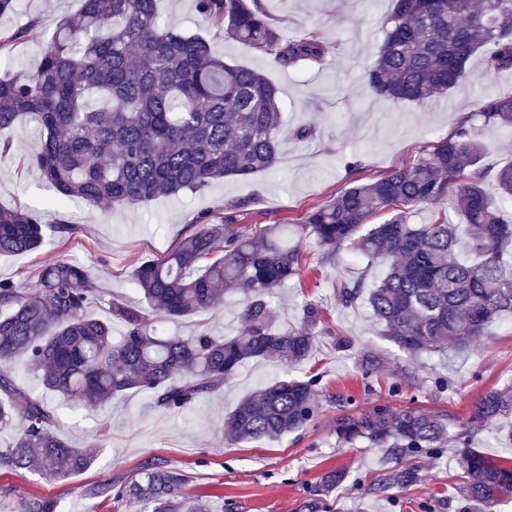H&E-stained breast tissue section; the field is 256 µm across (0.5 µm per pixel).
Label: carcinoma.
<instances>
[{
	"label": "carcinoma",
	"instance_id": "1",
	"mask_svg": "<svg viewBox=\"0 0 512 512\" xmlns=\"http://www.w3.org/2000/svg\"><path fill=\"white\" fill-rule=\"evenodd\" d=\"M198 13L225 35L275 57L285 69L320 63L332 46L308 35L276 32L257 0H195ZM30 22L0 31V53L25 40ZM481 55L486 72L512 71V0H393L384 40L366 83L392 100L425 102L454 89L467 64ZM43 130L39 150L26 158L57 194L90 205L134 207L160 197L200 192L224 177L271 170L282 128L277 88L258 72L224 62L212 43L160 24L157 0H80L78 14L62 18L35 70L0 77V130L22 116ZM470 120L512 129V96L478 99ZM482 143L462 126L427 156L372 181L341 189L313 208L298 229L268 224L249 233L227 214L204 216L164 257L143 259L131 279L146 306L105 297L91 272L57 259L41 267L31 288L0 280V364L24 355L43 390L103 412L128 390L147 393L153 405L181 411L231 383L250 359L296 365L315 346L322 323L306 302L294 325L275 326L276 290L308 269L297 238L315 239L328 259L348 244L384 277L340 281L346 305L368 297L375 320L399 350L413 357L448 344L465 350L502 317L512 315V219L485 190ZM500 194L512 198V163L495 174ZM452 196L461 223L439 217L411 224L409 214ZM387 213L381 224L373 216ZM74 231L43 224L32 211L0 207V254L35 251ZM474 262L455 258L460 248ZM226 292L242 296L245 329L236 336H162L158 323L218 308ZM95 303L108 317L92 315ZM123 324L115 336L112 321ZM318 376L271 382L243 398L224 429L236 441L278 438L305 427L318 411ZM512 415V380L485 391L471 424ZM56 417L44 396L0 373V469L39 467L53 480L86 470L98 444L75 448L54 431ZM336 437L387 449L380 488L418 481L407 458L459 448L462 494L471 512H498L512 501V461L470 450L469 434L448 416L416 407L376 404L336 418ZM348 474L325 472L307 489L309 512ZM186 476L164 462L143 466L127 482L98 493L145 504L150 512H200L203 503L180 496Z\"/></svg>",
	"mask_w": 512,
	"mask_h": 512
}]
</instances>
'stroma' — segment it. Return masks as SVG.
<instances>
[{
	"instance_id": "35a3bbf8",
	"label": "stroma",
	"mask_w": 512,
	"mask_h": 512,
	"mask_svg": "<svg viewBox=\"0 0 512 512\" xmlns=\"http://www.w3.org/2000/svg\"><path fill=\"white\" fill-rule=\"evenodd\" d=\"M270 23L286 36L307 34L330 43L322 64L293 71L273 55L225 37L205 21L195 0H158L165 23L186 34L208 38L227 63L261 72L278 90L288 126L306 125L312 137L288 139L276 167L246 179L228 178L197 192L159 198L136 208L91 206L83 202L58 208L54 190L24 157L39 146L38 123L23 117L0 131L13 145L0 157V205L21 206L42 223L75 224L63 243L32 253L0 256V280L30 286L44 262L64 259L90 269L105 294L139 302L131 274L146 256L163 257L188 235L198 216L220 220L234 210L238 224L303 223L307 212L350 184L365 183L385 172L406 167L452 135L473 112L479 94H512V72L492 75L480 57H473L460 85L448 98L421 104L396 102L375 95L365 72L382 42L391 0H260ZM79 0H18L13 14L0 18V29L30 26L24 43L0 55V75L33 70L52 41L61 17L74 14ZM302 246L311 267L302 282L280 288L272 303L276 325L297 323L304 302L323 309L324 332L316 338L308 360L295 376L319 375V412L302 430L282 438L233 442L224 436V419L245 396L285 370L264 360L241 366L232 385L205 396L191 407L169 413L153 407L147 394L129 391L115 397L107 415L88 411L55 394L58 434L84 448L104 440L94 463L65 480H47L25 469L0 471V512H20L35 496L54 498L57 512H139L138 508L97 495V486L126 481L146 463L162 460L187 477L183 495L207 501L211 512H306V490L327 469L337 467L350 477L331 495L333 512H464L457 489L461 471L456 449L424 453L412 460L416 485L376 493L371 488L385 463L384 449L364 442L339 444L334 422L343 409L375 404L394 408L413 405L447 413L455 426L468 424L479 397L512 378V316L496 324L467 351L424 353L410 358L385 336L366 300L341 304L334 284L368 272L380 279L383 266L366 267L352 247L340 249L334 261L322 262L311 238ZM241 297L225 293L219 308L162 325L165 335L191 336L201 330L234 336L244 328ZM346 338L347 347L337 345Z\"/></svg>"
}]
</instances>
